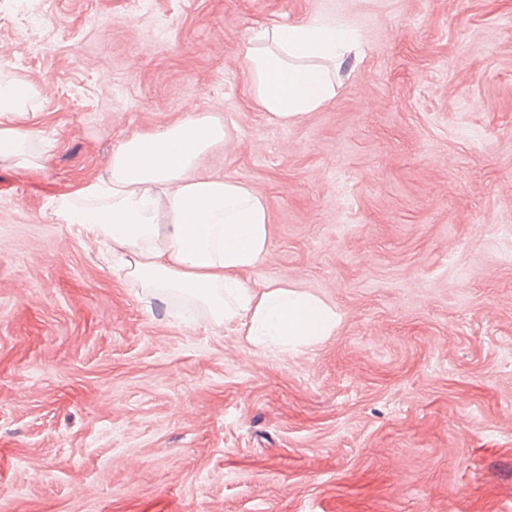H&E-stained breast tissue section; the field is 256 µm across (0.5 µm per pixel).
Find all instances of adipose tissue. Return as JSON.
Segmentation results:
<instances>
[{
    "label": "adipose tissue",
    "instance_id": "ef3b65f1",
    "mask_svg": "<svg viewBox=\"0 0 512 512\" xmlns=\"http://www.w3.org/2000/svg\"><path fill=\"white\" fill-rule=\"evenodd\" d=\"M357 42L355 30L317 19L258 29L243 48L253 102L284 126L323 108L335 98L336 73ZM35 136L17 84L0 89V157L40 169L41 158L28 149ZM232 139L211 113L133 134L112 153L108 185L85 189L107 197V204L62 206L56 214L108 237L141 288L200 305L211 324L239 323L254 348L310 346L335 330L332 307L284 281L257 290L241 278L262 263L270 246L265 197L231 176L190 175L201 155Z\"/></svg>",
    "mask_w": 512,
    "mask_h": 512
}]
</instances>
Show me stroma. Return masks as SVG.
Listing matches in <instances>:
<instances>
[{"mask_svg":"<svg viewBox=\"0 0 512 512\" xmlns=\"http://www.w3.org/2000/svg\"><path fill=\"white\" fill-rule=\"evenodd\" d=\"M313 18L362 61L270 122L243 47ZM4 79L43 166L0 159V512H512V0H0ZM199 113L234 140L198 175L269 204L243 280L340 315L312 347L255 350L55 215Z\"/></svg>","mask_w":512,"mask_h":512,"instance_id":"obj_1","label":"stroma"}]
</instances>
